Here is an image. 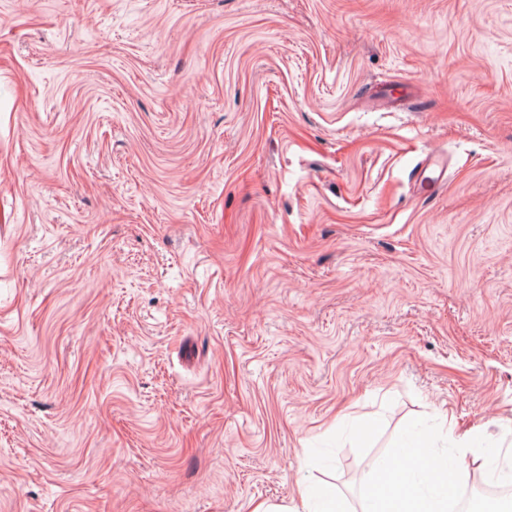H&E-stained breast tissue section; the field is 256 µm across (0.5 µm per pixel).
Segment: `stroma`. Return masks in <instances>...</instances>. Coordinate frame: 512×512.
<instances>
[{"instance_id":"obj_1","label":"stroma","mask_w":512,"mask_h":512,"mask_svg":"<svg viewBox=\"0 0 512 512\" xmlns=\"http://www.w3.org/2000/svg\"><path fill=\"white\" fill-rule=\"evenodd\" d=\"M444 418L512 483V0H0V512H356ZM346 510L338 507L336 491L331 487L322 488L313 492L303 486L299 489L298 502L289 509V512H343Z\"/></svg>"}]
</instances>
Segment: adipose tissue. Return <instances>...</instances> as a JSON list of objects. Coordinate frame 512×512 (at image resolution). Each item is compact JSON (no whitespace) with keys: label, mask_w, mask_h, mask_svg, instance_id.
Instances as JSON below:
<instances>
[{"label":"adipose tissue","mask_w":512,"mask_h":512,"mask_svg":"<svg viewBox=\"0 0 512 512\" xmlns=\"http://www.w3.org/2000/svg\"><path fill=\"white\" fill-rule=\"evenodd\" d=\"M478 459L474 439L456 442L452 457L435 455L425 432L410 433L400 444L392 466L383 467L382 486L366 499L362 512H448V489L439 473L467 478Z\"/></svg>","instance_id":"adipose-tissue-1"}]
</instances>
